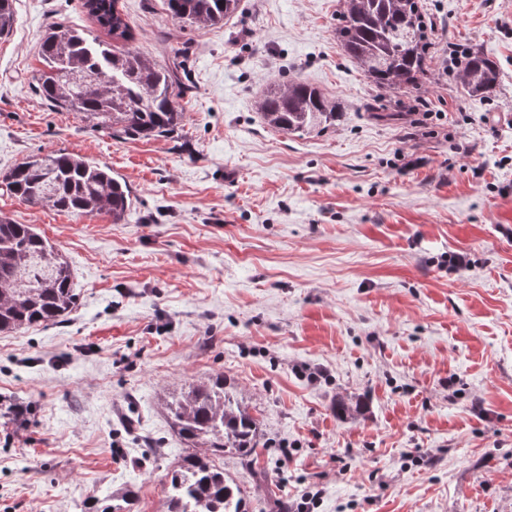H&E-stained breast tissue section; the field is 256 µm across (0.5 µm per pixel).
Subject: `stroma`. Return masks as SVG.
<instances>
[{
	"instance_id": "35a3bbf8",
	"label": "stroma",
	"mask_w": 512,
	"mask_h": 512,
	"mask_svg": "<svg viewBox=\"0 0 512 512\" xmlns=\"http://www.w3.org/2000/svg\"><path fill=\"white\" fill-rule=\"evenodd\" d=\"M422 2L417 95L378 91L343 52L340 0H241L205 29L121 0L132 47L183 82L175 130L132 140L35 87L49 26L106 40L82 0H14L0 175L62 150L108 166L133 205L116 224L0 183V214L62 250L79 294L64 323L0 333V512H85L126 486L136 512H167L187 448L165 403L218 373L262 422L252 465L220 460L247 512H295L312 487L307 512H512V0ZM458 49L497 63L491 97L462 93ZM270 78L345 110L271 130L255 107ZM375 95L391 119L364 111ZM342 398L363 417H338Z\"/></svg>"
}]
</instances>
